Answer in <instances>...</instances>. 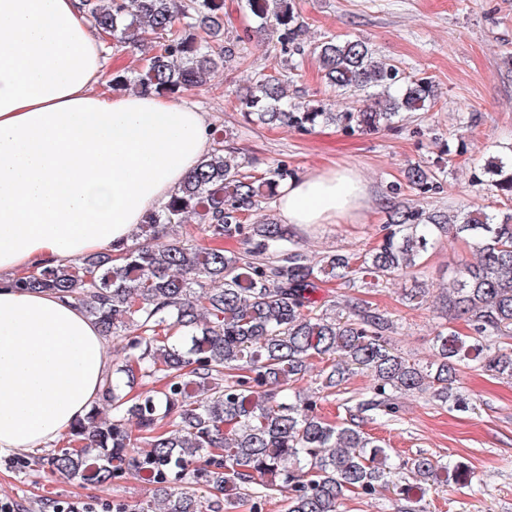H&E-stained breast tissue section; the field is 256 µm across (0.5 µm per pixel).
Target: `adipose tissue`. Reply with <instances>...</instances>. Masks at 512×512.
Segmentation results:
<instances>
[{
    "instance_id": "adipose-tissue-1",
    "label": "adipose tissue",
    "mask_w": 512,
    "mask_h": 512,
    "mask_svg": "<svg viewBox=\"0 0 512 512\" xmlns=\"http://www.w3.org/2000/svg\"><path fill=\"white\" fill-rule=\"evenodd\" d=\"M104 41L81 0H0V453L83 420L109 367L78 305L16 281L133 244L209 146L195 107L103 91ZM367 198L356 173L330 169L291 180L277 206L288 224H332Z\"/></svg>"
}]
</instances>
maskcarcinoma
I'll return each instance as SVG.
<instances>
[{"label": "carcinoma", "instance_id": "obj_1", "mask_svg": "<svg viewBox=\"0 0 512 512\" xmlns=\"http://www.w3.org/2000/svg\"><path fill=\"white\" fill-rule=\"evenodd\" d=\"M82 0L91 25L115 47L153 45L133 76L115 74L110 87L176 95L210 82L214 54L233 61L250 33L264 35L283 54L302 52L300 16L293 0H245L251 25L231 38L224 0ZM327 86L355 98L334 112L325 104L294 102L288 62L260 72L239 99L252 122L300 132L336 124L376 134L404 112L427 111L435 88L407 81L377 60L366 43L332 37L315 44ZM213 147L180 190L143 223L152 238L189 215L213 241L238 238L243 253L188 238L134 243L125 251L87 257L74 265H47L18 280L26 290L51 291L76 301L104 339L124 341L112 360L99 411L68 430L67 446L39 460L52 473L107 486L127 473L145 474L153 502L119 503L116 512H262L281 495L286 512H341L349 492L373 497L394 488L398 512H423L431 483L458 477L460 465L419 455L410 462L413 484L395 485L389 449L353 425L337 426L315 413L316 401L297 390L313 362L323 364L321 388L340 386L369 369L373 385L360 411L395 412V395L430 392L450 408H468L456 391L462 369L477 366L512 382V354L496 343L512 335V213L478 210L425 213L399 206L381 241L362 255L333 254L319 265L294 248V226L248 220L261 199L291 175L278 164L257 175L224 149ZM490 186L512 198V146L484 164ZM409 182L426 190L436 182L427 165L408 168ZM448 233L469 243L476 261L455 262L443 295L448 311L467 316L470 332L440 331L434 360L420 365L390 345L393 321L368 307L315 297L320 284L375 288L419 267L435 238Z\"/></svg>", "mask_w": 512, "mask_h": 512}]
</instances>
